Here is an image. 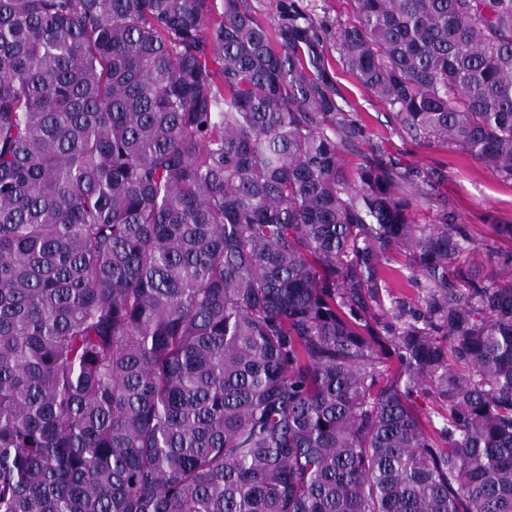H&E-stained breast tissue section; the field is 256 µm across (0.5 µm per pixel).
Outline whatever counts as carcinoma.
Masks as SVG:
<instances>
[{
    "instance_id": "1",
    "label": "carcinoma",
    "mask_w": 512,
    "mask_h": 512,
    "mask_svg": "<svg viewBox=\"0 0 512 512\" xmlns=\"http://www.w3.org/2000/svg\"><path fill=\"white\" fill-rule=\"evenodd\" d=\"M352 2L346 68L512 181V0ZM349 137L303 13L0 0V512H512V275Z\"/></svg>"
}]
</instances>
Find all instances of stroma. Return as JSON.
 <instances>
[{
  "instance_id": "1",
  "label": "stroma",
  "mask_w": 512,
  "mask_h": 512,
  "mask_svg": "<svg viewBox=\"0 0 512 512\" xmlns=\"http://www.w3.org/2000/svg\"><path fill=\"white\" fill-rule=\"evenodd\" d=\"M254 10L270 23H279L285 6L310 16L328 58L336 99L348 112L354 136L341 149L346 167L373 160L407 170L415 182L430 184L431 196L419 200L413 211L417 223L437 221V203L449 211L468 236L481 244L483 254L462 255L455 268L461 275L491 283L512 269V237L500 227L512 224V184L461 148L424 139H412L395 124L387 106L365 89L339 62V33L352 23L351 0H250Z\"/></svg>"
}]
</instances>
